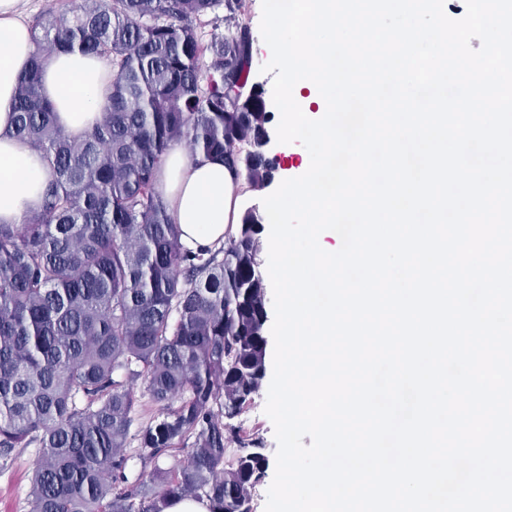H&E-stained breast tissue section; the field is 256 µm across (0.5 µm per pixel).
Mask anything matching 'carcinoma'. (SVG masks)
Returning a JSON list of instances; mask_svg holds the SVG:
<instances>
[{
  "label": "carcinoma",
  "mask_w": 512,
  "mask_h": 512,
  "mask_svg": "<svg viewBox=\"0 0 512 512\" xmlns=\"http://www.w3.org/2000/svg\"><path fill=\"white\" fill-rule=\"evenodd\" d=\"M219 6L229 34L206 42L197 22ZM245 6L81 0L69 18L32 23L14 135L49 179L40 211L0 224V462L38 449L29 512H165L176 499L253 512L268 459L233 421L266 378L264 218L247 209L222 246L190 249L157 190L183 140L252 189L274 178L263 148L274 115L250 83ZM61 51L113 71L103 118L79 140L41 91L43 65ZM139 381L159 413L133 432ZM173 452L185 462L161 467Z\"/></svg>",
  "instance_id": "obj_1"
}]
</instances>
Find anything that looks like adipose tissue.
Returning <instances> with one entry per match:
<instances>
[{"instance_id":"obj_1","label":"adipose tissue","mask_w":512,"mask_h":512,"mask_svg":"<svg viewBox=\"0 0 512 512\" xmlns=\"http://www.w3.org/2000/svg\"><path fill=\"white\" fill-rule=\"evenodd\" d=\"M34 50L21 0H0V223L17 224L39 211L48 173L39 154L13 135L19 78ZM112 90V69L101 57L59 52L46 62L42 92L61 125L81 137L101 120ZM241 173L222 159H191L172 149L158 189L183 244H223L239 222Z\"/></svg>"}]
</instances>
